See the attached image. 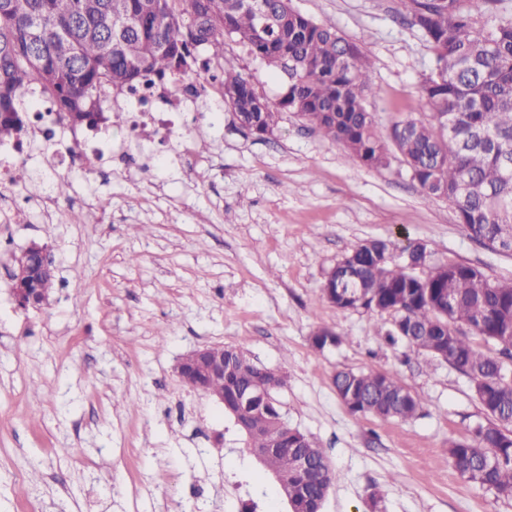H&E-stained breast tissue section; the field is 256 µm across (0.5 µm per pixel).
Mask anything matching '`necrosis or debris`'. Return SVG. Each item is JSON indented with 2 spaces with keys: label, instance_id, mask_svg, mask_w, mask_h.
<instances>
[{
  "label": "necrosis or debris",
  "instance_id": "4bbe7bcc",
  "mask_svg": "<svg viewBox=\"0 0 512 512\" xmlns=\"http://www.w3.org/2000/svg\"><path fill=\"white\" fill-rule=\"evenodd\" d=\"M26 96L36 102L37 109L30 115L22 141L0 146L1 185L14 184L18 166L34 159L55 175L103 158L118 160L127 168L137 166L140 156L132 151V144L166 140L184 113L198 111L203 84L195 78L174 92L144 87L125 92L123 99L131 104L124 114L131 139L118 144L60 120L39 90L29 89Z\"/></svg>",
  "mask_w": 512,
  "mask_h": 512
}]
</instances>
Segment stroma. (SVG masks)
<instances>
[{"mask_svg":"<svg viewBox=\"0 0 512 512\" xmlns=\"http://www.w3.org/2000/svg\"><path fill=\"white\" fill-rule=\"evenodd\" d=\"M291 5L369 56L380 128L428 118L416 87L431 55L399 0ZM68 180L70 207L40 219L42 196L18 186L20 221L0 223V512H226L231 478L257 512H290L223 405L177 378L185 354L222 344L286 375L281 412L335 474L322 512H512V496L448 460L449 441L486 420L468 378L375 336L387 314L337 311L322 292L371 239L512 279V256L470 239L400 155L366 168L290 112L258 139L214 87L154 164ZM35 242L57 277L47 304L24 311L12 274ZM320 326L344 343L315 350ZM339 369L392 372L424 407L407 421L350 414Z\"/></svg>","mask_w":512,"mask_h":512,"instance_id":"1","label":"stroma"}]
</instances>
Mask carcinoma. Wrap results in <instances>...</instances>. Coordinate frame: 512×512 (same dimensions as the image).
Instances as JSON below:
<instances>
[{
  "mask_svg": "<svg viewBox=\"0 0 512 512\" xmlns=\"http://www.w3.org/2000/svg\"><path fill=\"white\" fill-rule=\"evenodd\" d=\"M505 0H400L434 56L419 86L432 119L405 120L382 131L366 109L375 93L362 48L336 28L293 9L290 0H0V143L17 139L29 107L22 93L37 85L54 110L77 126H95L114 98L154 77L170 90L200 76L220 88L240 125L263 138L279 114L293 112L340 144L368 168L389 165L391 149L425 197L448 201L468 236L493 252H512V16ZM271 70L275 100L259 93L224 37ZM208 49L201 56L199 48ZM410 257L370 240L336 263L328 282L341 312L377 310L392 316L375 333L446 363L469 379L487 415L470 439L452 441L448 458L469 480L512 494V282L489 280L459 263L434 266L421 278ZM466 325L497 352H482L454 331ZM313 339L329 349L343 342L322 326ZM260 380L268 396L286 379L265 377L236 348L224 347V381L197 392L224 390V411L238 409L244 389ZM332 384L352 415L409 420L423 409L421 395L391 372L338 370ZM279 412L257 400L240 431L250 447L269 453L264 464L288 481L292 512H319L333 472L321 448L294 436L274 447ZM310 470L297 467L300 457Z\"/></svg>",
  "mask_w": 512,
  "mask_h": 512,
  "instance_id": "carcinoma-1",
  "label": "carcinoma"
}]
</instances>
